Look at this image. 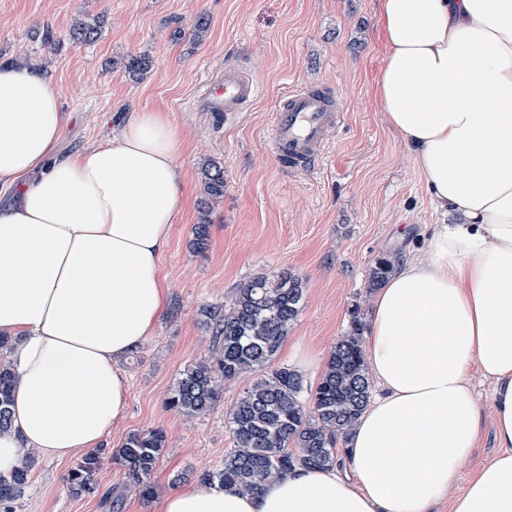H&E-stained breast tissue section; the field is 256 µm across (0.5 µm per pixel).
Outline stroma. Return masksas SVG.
I'll return each instance as SVG.
<instances>
[{
	"label": "stroma",
	"instance_id": "35a3bbf8",
	"mask_svg": "<svg viewBox=\"0 0 512 512\" xmlns=\"http://www.w3.org/2000/svg\"><path fill=\"white\" fill-rule=\"evenodd\" d=\"M381 10L382 0H0V63L24 60L49 75L70 114L59 154L107 142L123 113L142 109L170 113L181 139L177 161L189 186L162 259L168 304L124 365L127 406L103 441L115 449L130 433L160 428L168 446L151 475L149 502L125 491L123 467L104 462L97 479L101 490L123 492L118 512H161L175 474L216 468L235 446L227 414L248 380L225 384L223 401L200 419L166 406L179 374L211 353L201 307L230 305L237 288L259 275L302 278V309L274 364L300 370L312 389L352 315L368 316L374 261L421 250L435 218L414 157L377 95L387 54ZM201 14L210 27L196 42L191 30ZM84 18L100 19L98 40H66L71 23ZM47 35L59 47L45 45ZM143 54L153 69L125 73V61ZM227 60L260 84L258 99L231 120L192 105ZM301 83L337 87L349 118L331 133L324 166L291 177L271 154L268 130L281 95ZM209 160L224 167V199L212 215L209 248L197 254L189 241ZM77 461L39 456L15 512H109L99 499L70 496L66 476Z\"/></svg>",
	"mask_w": 512,
	"mask_h": 512
}]
</instances>
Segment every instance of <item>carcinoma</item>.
<instances>
[{"label":"carcinoma","instance_id":"carcinoma-1","mask_svg":"<svg viewBox=\"0 0 512 512\" xmlns=\"http://www.w3.org/2000/svg\"><path fill=\"white\" fill-rule=\"evenodd\" d=\"M100 35L99 25L76 20L68 32L74 43H91ZM153 60L129 58L124 67L132 76L148 72ZM224 197V166L211 161L203 169V189L197 202L199 223L192 228L190 246L202 253L207 247L210 216ZM395 268V260L381 257L370 268L369 286L376 288ZM301 280L290 274L278 279L256 276L237 288L226 309L206 306L202 323L211 332L214 354L188 367L168 393L167 407L186 419L207 415L224 399V383L251 378L249 386L228 412V425L236 447L224 455V463L197 475L210 487L257 495L276 477L297 467L328 468L336 465L344 435L365 409L370 398V380L360 336L363 323L355 317L351 329L332 352L322 378L311 397L302 400L304 383L286 368L269 369L288 327L302 308ZM9 340L0 338V428L11 425L10 404L14 375L6 361ZM167 446L162 429L129 434L120 448L86 455L67 474L74 498H95L112 504L95 479L103 459L120 464L141 499L154 498L150 477ZM36 465L28 452L24 465L8 477L0 476V512H14L30 486Z\"/></svg>","mask_w":512,"mask_h":512}]
</instances>
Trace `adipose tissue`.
<instances>
[{"label": "adipose tissue", "instance_id": "obj_1", "mask_svg": "<svg viewBox=\"0 0 512 512\" xmlns=\"http://www.w3.org/2000/svg\"><path fill=\"white\" fill-rule=\"evenodd\" d=\"M377 79L385 120L436 208L426 255L379 289L365 360L379 388L342 469L297 467L259 495L188 487L162 512H512V0H383ZM493 104L490 112L480 103ZM56 86L0 65V335L18 377L0 475L27 450L66 458L120 420L126 358L167 305L162 257L184 173L165 112L130 113L112 138L57 154ZM492 383L482 407L471 382ZM496 450L448 491L482 439Z\"/></svg>", "mask_w": 512, "mask_h": 512}]
</instances>
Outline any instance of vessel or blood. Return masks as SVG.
I'll return each instance as SVG.
<instances>
[{
    "instance_id": "obj_1",
    "label": "vessel or blood",
    "mask_w": 512,
    "mask_h": 512,
    "mask_svg": "<svg viewBox=\"0 0 512 512\" xmlns=\"http://www.w3.org/2000/svg\"><path fill=\"white\" fill-rule=\"evenodd\" d=\"M259 94L253 76L228 61L211 76L193 105L203 112H221L235 117ZM348 119L347 103L339 90L301 84L289 89L278 102L269 141L278 166L299 174L323 165L328 157L329 134Z\"/></svg>"
}]
</instances>
